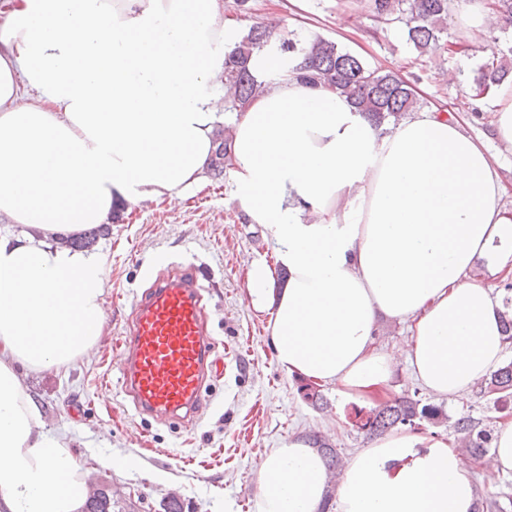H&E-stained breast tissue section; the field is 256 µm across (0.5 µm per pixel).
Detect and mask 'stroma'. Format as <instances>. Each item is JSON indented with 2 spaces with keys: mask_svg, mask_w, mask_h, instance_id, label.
<instances>
[{
  "mask_svg": "<svg viewBox=\"0 0 512 512\" xmlns=\"http://www.w3.org/2000/svg\"><path fill=\"white\" fill-rule=\"evenodd\" d=\"M280 16L281 33L334 41L366 64L396 71L415 89L424 108L443 106L466 115L472 135L485 143L502 173L512 179V153L494 136L493 98L474 99L468 86L493 49L512 43V29L496 16L467 28L448 18V35L461 52L419 54L404 25L386 26L368 10L339 0H249L233 18L240 33ZM232 171L207 176L197 191L142 207L129 204L92 249L105 254L109 288L105 319L110 333L88 356L61 371L24 375L39 405L46 432L66 437L87 476L108 485L122 512H163L167 493H177L185 512H257L258 469L272 449L317 433L338 450L340 461L369 442L352 426L353 406L324 387L326 411L313 409L294 378L276 364L269 344V313L250 304L247 271L265 262L281 277L274 243L262 225L249 223L232 200ZM194 269L204 290L208 330L217 366L203 391V412L193 422L160 423L139 415L121 383L117 347L149 278L169 267ZM133 457L131 470L106 459Z\"/></svg>",
  "mask_w": 512,
  "mask_h": 512,
  "instance_id": "stroma-1",
  "label": "stroma"
}]
</instances>
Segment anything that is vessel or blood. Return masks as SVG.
Instances as JSON below:
<instances>
[{"label":"vessel or blood","mask_w":512,"mask_h":512,"mask_svg":"<svg viewBox=\"0 0 512 512\" xmlns=\"http://www.w3.org/2000/svg\"><path fill=\"white\" fill-rule=\"evenodd\" d=\"M203 290L195 273L157 279L137 298L122 345L125 392L140 413L189 420L213 368Z\"/></svg>","instance_id":"obj_1"}]
</instances>
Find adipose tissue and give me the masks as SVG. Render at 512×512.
I'll return each instance as SVG.
<instances>
[{"label":"adipose tissue","instance_id":"adipose-tissue-1","mask_svg":"<svg viewBox=\"0 0 512 512\" xmlns=\"http://www.w3.org/2000/svg\"><path fill=\"white\" fill-rule=\"evenodd\" d=\"M238 30L219 0H0V512H83L87 484L43 429L16 371L62 369L105 322L109 265L60 240L118 203L199 188L218 125L233 136V200L264 225L288 270L252 264L288 375L363 401L407 362L438 399L464 395L508 346L495 282L512 277L508 187L459 115L382 128L350 100L274 73L224 116L220 78ZM406 324L381 347L379 318ZM328 475L302 439L258 472L257 512H319ZM455 439L397 431L353 457L336 512H475Z\"/></svg>","mask_w":512,"mask_h":512}]
</instances>
